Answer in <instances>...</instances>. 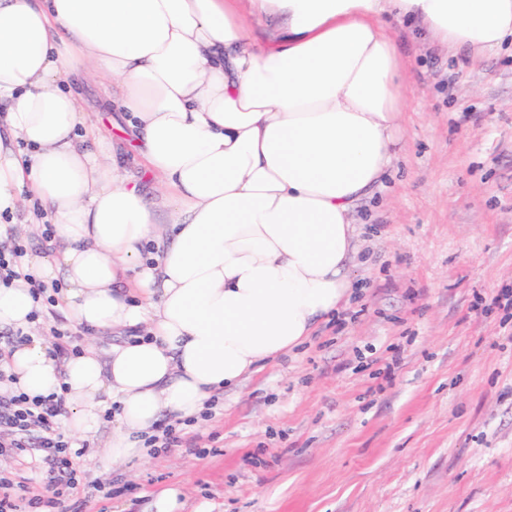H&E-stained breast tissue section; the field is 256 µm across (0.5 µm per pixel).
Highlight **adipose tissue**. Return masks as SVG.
I'll use <instances>...</instances> for the list:
<instances>
[{
  "mask_svg": "<svg viewBox=\"0 0 512 512\" xmlns=\"http://www.w3.org/2000/svg\"><path fill=\"white\" fill-rule=\"evenodd\" d=\"M396 21L472 63L512 42V0H0V214L36 199L57 231L0 286V329L30 336L8 390L64 394L81 438L114 408L106 465L308 340L353 293L351 214L402 151ZM71 76L104 86L155 200ZM33 277L63 281L72 324L136 336L58 366ZM113 130L107 120H104L102 127V137L105 139L108 146L112 151V144L114 151L122 159L125 172L128 177L138 184L142 192L150 199L154 195V186L151 178L145 173V161L141 155L135 150L132 144L125 142L112 143Z\"/></svg>",
  "mask_w": 512,
  "mask_h": 512,
  "instance_id": "adipose-tissue-1",
  "label": "adipose tissue"
}]
</instances>
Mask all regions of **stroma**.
<instances>
[{
	"label": "stroma",
	"mask_w": 512,
	"mask_h": 512,
	"mask_svg": "<svg viewBox=\"0 0 512 512\" xmlns=\"http://www.w3.org/2000/svg\"><path fill=\"white\" fill-rule=\"evenodd\" d=\"M398 36L410 110L355 208L360 293L182 447L82 459L79 512H156L171 487L179 512H512V54L463 65Z\"/></svg>",
	"instance_id": "stroma-1"
}]
</instances>
